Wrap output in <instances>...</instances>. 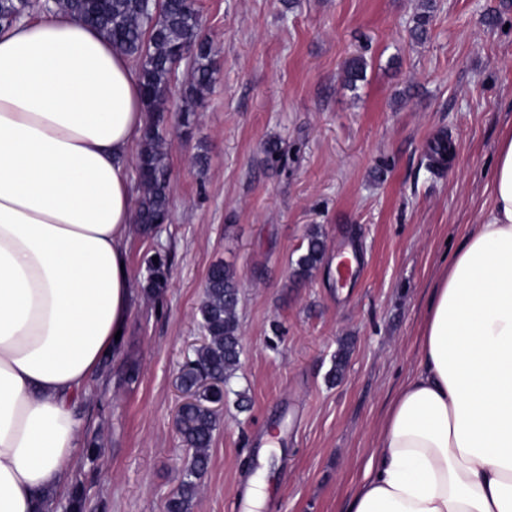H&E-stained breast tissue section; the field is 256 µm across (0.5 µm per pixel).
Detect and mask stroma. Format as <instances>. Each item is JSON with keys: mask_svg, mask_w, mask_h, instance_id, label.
<instances>
[{"mask_svg": "<svg viewBox=\"0 0 512 512\" xmlns=\"http://www.w3.org/2000/svg\"><path fill=\"white\" fill-rule=\"evenodd\" d=\"M420 0H198L216 81L191 135L166 121L171 220L133 233L136 281L154 251L172 276L140 295L111 366L79 404L83 456L71 483L84 512H165L188 452L175 418L182 364L201 342L197 310L210 266L240 275L242 365L249 407L226 404L192 512H237L264 475L261 512H347L362 464L401 384L415 371L431 291L488 199L499 140L512 130V0H436L425 43L408 32ZM501 24L487 28L486 15ZM364 56L367 77L342 81ZM448 134L439 177L424 155ZM280 140L285 171L264 162ZM205 153V165L196 156ZM319 227L326 258L357 256L345 286L327 266L297 282L291 264ZM350 354L329 382L340 342ZM136 362L137 380L123 381Z\"/></svg>", "mask_w": 512, "mask_h": 512, "instance_id": "stroma-1", "label": "stroma"}]
</instances>
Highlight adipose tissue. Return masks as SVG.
<instances>
[{
	"mask_svg": "<svg viewBox=\"0 0 512 512\" xmlns=\"http://www.w3.org/2000/svg\"><path fill=\"white\" fill-rule=\"evenodd\" d=\"M144 122L99 30L57 10L0 32V512H50L79 463L76 407L137 293L126 158ZM488 188L347 512H512V131Z\"/></svg>",
	"mask_w": 512,
	"mask_h": 512,
	"instance_id": "obj_1",
	"label": "adipose tissue"
}]
</instances>
